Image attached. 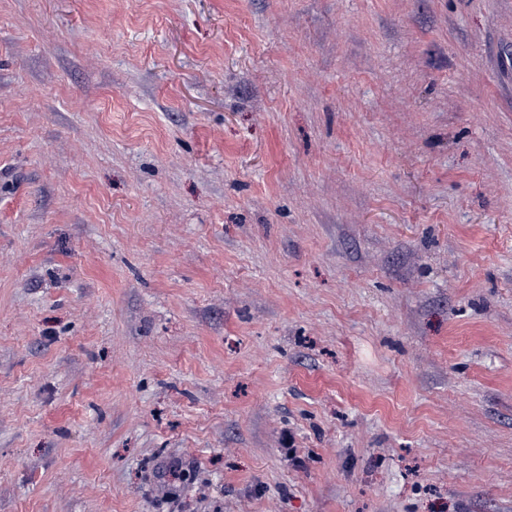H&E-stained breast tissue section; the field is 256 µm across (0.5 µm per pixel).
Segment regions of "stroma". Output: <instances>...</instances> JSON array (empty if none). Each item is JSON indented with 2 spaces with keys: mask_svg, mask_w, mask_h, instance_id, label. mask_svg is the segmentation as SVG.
I'll return each mask as SVG.
<instances>
[{
  "mask_svg": "<svg viewBox=\"0 0 512 512\" xmlns=\"http://www.w3.org/2000/svg\"><path fill=\"white\" fill-rule=\"evenodd\" d=\"M0 512H512V0H0Z\"/></svg>",
  "mask_w": 512,
  "mask_h": 512,
  "instance_id": "1",
  "label": "stroma"
}]
</instances>
